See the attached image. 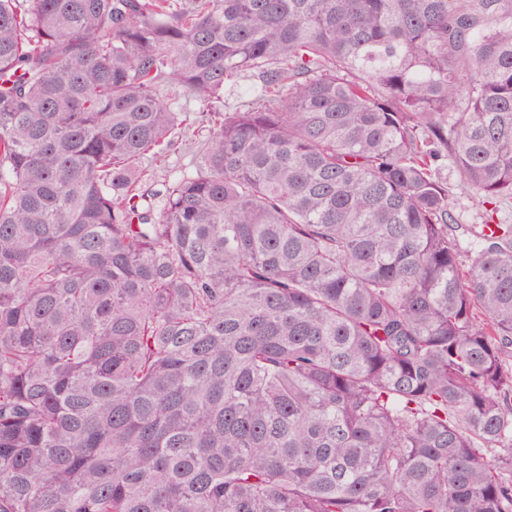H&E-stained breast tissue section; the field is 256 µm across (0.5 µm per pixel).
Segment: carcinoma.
<instances>
[{"label": "carcinoma", "mask_w": 512, "mask_h": 512, "mask_svg": "<svg viewBox=\"0 0 512 512\" xmlns=\"http://www.w3.org/2000/svg\"><path fill=\"white\" fill-rule=\"evenodd\" d=\"M445 160L512 205V0H0V512H512ZM260 91V82L253 77H244L224 89V109L234 111L242 102L255 98ZM192 129L180 134L178 138H175L178 144L166 158V163H162L160 167L159 164L158 167L154 165L156 178L154 181H149L144 186L145 193L148 195L147 200L152 203L156 209H159L162 205L161 198L156 195L153 196L152 194L163 189L161 185L163 182H170L178 177L181 168H183L185 164L192 163L194 160V151L197 150V139H199V137L196 133H193Z\"/></svg>", "instance_id": "carcinoma-1"}]
</instances>
